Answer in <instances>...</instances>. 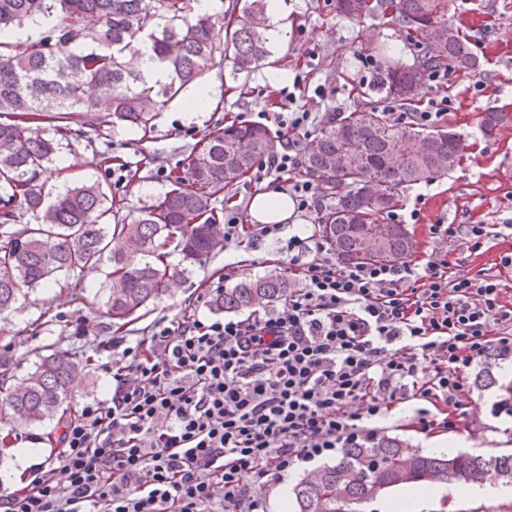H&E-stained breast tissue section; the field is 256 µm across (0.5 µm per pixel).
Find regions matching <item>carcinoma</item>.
Returning <instances> with one entry per match:
<instances>
[{
	"mask_svg": "<svg viewBox=\"0 0 512 512\" xmlns=\"http://www.w3.org/2000/svg\"><path fill=\"white\" fill-rule=\"evenodd\" d=\"M195 0H0V314L20 298L75 273L111 266L103 300L94 302L120 328L161 299L166 283L181 274L168 261L174 244L183 261L196 263L224 247L223 220L215 202L224 189L249 176L255 159L270 149L268 130L232 120L196 144L171 189L139 210L129 224L124 202L98 182L58 189L50 165L71 125L94 132L103 126L146 134L165 105L211 70L230 61L249 73L270 56L266 0H246L229 19L194 13ZM450 0H335L336 13L361 21L388 16L412 38L420 54L396 67L377 57L383 43L361 35L364 55L375 61L361 106L328 120L303 160L319 184L347 192L322 217V237L341 263L389 261L414 249L401 224L384 215L400 206L403 189L452 170L460 161L456 134L397 125L383 103L416 101L428 69L449 66L473 73L481 61L460 30L448 24ZM39 15L55 20L36 42L13 43L14 29ZM152 51L167 80L150 83L127 55ZM21 212L38 222L4 230ZM288 280L250 279L220 291L218 312L281 301ZM14 345L0 346V428L41 427L68 409L80 361L55 351L39 355L18 377ZM512 480V454L484 458L408 452L396 439L373 448H348L336 464L310 472L294 489V512H356L393 487L426 489Z\"/></svg>",
	"mask_w": 512,
	"mask_h": 512,
	"instance_id": "obj_1",
	"label": "carcinoma"
}]
</instances>
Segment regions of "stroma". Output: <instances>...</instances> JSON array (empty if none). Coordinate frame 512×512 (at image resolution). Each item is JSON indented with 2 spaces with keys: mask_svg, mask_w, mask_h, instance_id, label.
Listing matches in <instances>:
<instances>
[{
  "mask_svg": "<svg viewBox=\"0 0 512 512\" xmlns=\"http://www.w3.org/2000/svg\"><path fill=\"white\" fill-rule=\"evenodd\" d=\"M291 8L283 27L288 49L276 60L288 79L304 78L311 86H322L321 98H302L306 109L318 115L349 111L357 107V92L369 80L371 71L363 64L361 32L379 36L392 61L413 63L416 49L406 34L388 19L358 23L337 17L333 0H290ZM449 20L460 27L472 43L482 67L478 74L457 73L448 78V95L454 108L447 129L459 138L463 150L458 165L447 175L407 188L404 202L424 193L422 221L408 225L417 249L427 243V224L442 219L453 224L459 214L472 223L493 224L499 236L490 238L477 253L460 243L448 244V262L453 272L472 275L493 267L501 252L512 248V122L485 136L480 128L484 113H512V0H452ZM482 88H475V80ZM211 105L198 120L186 121L180 100L169 102L155 120L149 134L120 127L101 128L91 137L74 134L61 142L51 165L52 185L63 187L76 181H96L112 189L114 198L124 200L130 215L153 203L169 189L166 173L182 164L192 147L205 135L223 127L231 118L253 120L255 113L274 114L280 107L278 83L268 77L267 67L248 74H233L230 66L213 69L203 80ZM88 155L94 169L72 172L64 168L67 157ZM111 157L105 168L103 157ZM285 242L254 241L242 235L233 245L213 253L187 268L169 285L162 301L149 307L122 334L129 340L147 335L154 321L174 316L181 306L214 288L224 287L225 264L244 261L240 280L256 279L284 272ZM107 268L71 276L72 292L52 293L43 288L20 300L15 308L0 315V340H18L17 356L33 361L35 352L52 347L69 352H86L94 363L81 371L73 387V408L103 401L112 394V379L103 368L107 354L102 346L113 335L102 312L89 308L88 301L103 294ZM81 321V334L70 324ZM476 385L471 419L459 430L441 435L443 446L465 440L467 453L488 457L512 453V417L491 415L493 402L512 398V367L492 366L475 371ZM57 423L10 437L0 445V479L14 482L28 474L35 464L47 459L51 441L61 433ZM410 512H512V498L479 499L468 496L464 485L446 484L439 495L425 499Z\"/></svg>",
  "mask_w": 512,
  "mask_h": 512,
  "instance_id": "35a3bbf8",
  "label": "stroma"
}]
</instances>
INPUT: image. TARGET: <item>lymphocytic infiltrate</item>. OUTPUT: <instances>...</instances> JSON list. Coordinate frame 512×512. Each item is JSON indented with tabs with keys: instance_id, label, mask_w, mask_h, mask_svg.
I'll use <instances>...</instances> for the list:
<instances>
[{
	"instance_id": "f902f5d3",
	"label": "lymphocytic infiltrate",
	"mask_w": 512,
	"mask_h": 512,
	"mask_svg": "<svg viewBox=\"0 0 512 512\" xmlns=\"http://www.w3.org/2000/svg\"><path fill=\"white\" fill-rule=\"evenodd\" d=\"M449 69L426 75L432 91L393 123L440 126L451 101ZM279 151L258 158L253 180L277 177L298 212L319 223V186L297 178L298 141L316 125L281 89ZM229 219L242 234L286 240L294 285L278 306L241 319L180 316L136 341L104 346L114 386L105 402L65 422L47 459L17 484L0 482V512H259L288 472L377 444L379 419L416 409L408 426L433 435L470 417L473 370L512 363V293L484 271L456 275L448 243L481 248L485 224L429 225L431 250L386 263H339L319 234Z\"/></svg>"
}]
</instances>
